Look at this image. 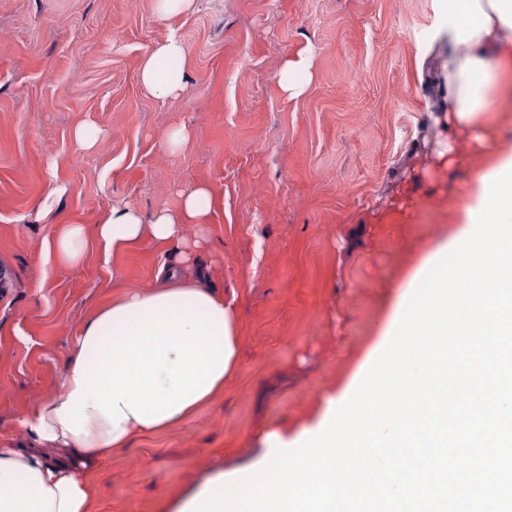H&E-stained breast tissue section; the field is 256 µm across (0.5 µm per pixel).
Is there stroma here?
<instances>
[{
	"mask_svg": "<svg viewBox=\"0 0 512 512\" xmlns=\"http://www.w3.org/2000/svg\"><path fill=\"white\" fill-rule=\"evenodd\" d=\"M434 0H0V445L59 390L84 323L125 288H148L151 239L112 253L90 240L61 260L65 225L112 209H174L194 185L222 201L187 225L181 273L236 298V374L172 430L91 475L95 512H181L220 473L251 472L266 436L296 433L379 355L412 290L408 263L453 231L469 163L442 165V37ZM189 55L175 97L149 95L142 58L170 35ZM313 62L299 98L282 64ZM99 132L89 148L75 129ZM175 127L188 138L168 148Z\"/></svg>",
	"mask_w": 512,
	"mask_h": 512,
	"instance_id": "1",
	"label": "stroma"
}]
</instances>
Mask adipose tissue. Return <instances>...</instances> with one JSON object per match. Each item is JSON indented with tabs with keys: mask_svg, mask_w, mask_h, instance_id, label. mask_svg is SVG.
<instances>
[{
	"mask_svg": "<svg viewBox=\"0 0 512 512\" xmlns=\"http://www.w3.org/2000/svg\"><path fill=\"white\" fill-rule=\"evenodd\" d=\"M443 20L442 85L448 110V163L476 158L458 223L469 224L484 193L483 178L512 163V142L499 132L512 121V0H435ZM188 53L175 36L142 60L143 88L165 99L183 90ZM216 205L198 184L181 205L144 215L115 209L96 226L105 249L148 237L184 244V228L206 223ZM149 289H130L86 322L61 389L23 420L32 448L0 447V512H90L86 474L137 439L167 431L223 394L238 360L234 301L215 288L159 268Z\"/></svg>",
	"mask_w": 512,
	"mask_h": 512,
	"instance_id": "1",
	"label": "adipose tissue"
}]
</instances>
